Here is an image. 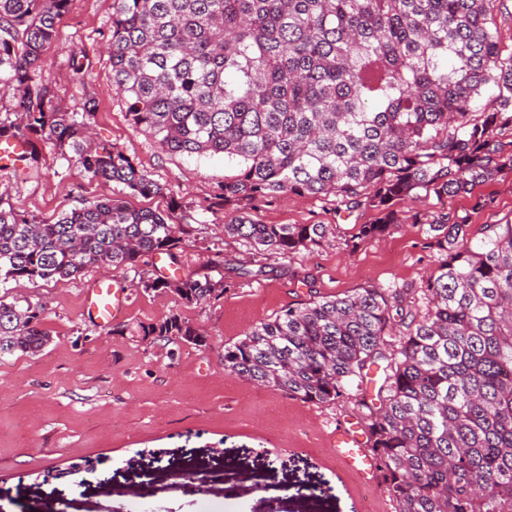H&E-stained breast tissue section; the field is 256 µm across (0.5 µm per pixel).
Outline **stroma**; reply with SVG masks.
Here are the masks:
<instances>
[{"instance_id":"stroma-1","label":"stroma","mask_w":512,"mask_h":512,"mask_svg":"<svg viewBox=\"0 0 512 512\" xmlns=\"http://www.w3.org/2000/svg\"><path fill=\"white\" fill-rule=\"evenodd\" d=\"M112 0H69L57 18V38L43 56L58 102L82 110L95 101L91 147L115 146L163 197L130 198L133 206L163 210L182 204L172 255L142 257L117 272L85 269L78 277L10 282L6 295L42 308L50 336L41 353L0 357V512H198L202 500L253 512L275 498L281 512H395L383 484H364L330 447L339 426L364 424L358 401L318 405L253 384L224 371V346L282 308L310 295L330 297L357 289L418 287L441 253L428 232L443 213L467 217L473 231L512 222V175L476 187L465 197L398 203L401 222L378 239L361 241L357 227L371 209L346 213L335 197L288 195L251 209L262 224H323L325 238L288 259L274 275H237L240 265L266 263L222 224L231 206L221 188L232 169L220 156L163 152L132 128L112 91L106 52ZM84 64L76 85L68 59ZM0 191L25 216L54 218L83 203L128 198L123 184L89 179L46 144L39 168L0 170ZM491 199L479 209L476 198ZM229 282L220 297L187 303L172 292L145 290L161 272ZM111 279L130 297L128 309L105 326L83 309L84 293ZM179 315L207 334L205 346L144 335L145 327Z\"/></svg>"}]
</instances>
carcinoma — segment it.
Masks as SVG:
<instances>
[{"label": "carcinoma", "instance_id": "carcinoma-1", "mask_svg": "<svg viewBox=\"0 0 512 512\" xmlns=\"http://www.w3.org/2000/svg\"><path fill=\"white\" fill-rule=\"evenodd\" d=\"M69 0H0V91L15 123L0 138L69 148L90 179L132 195L164 188L117 148H88L94 105L63 108L42 52ZM496 0H112V88L134 129L174 155H222L224 204L335 196L376 213L357 238L400 222L396 204L422 194H472L512 173L498 131L512 128V51L494 26ZM490 90L496 107L479 111ZM168 210L124 199L88 202L51 222L0 195V284L57 280L90 266L114 271L179 243ZM224 234L285 259L320 241L324 224H260L240 213ZM442 254L417 292L366 287L281 310L224 345V372L314 404L379 374L365 434L395 512H512V223L431 224ZM144 287L192 303L226 290L210 278H149ZM43 310L0 296V357L48 341ZM145 335L207 336L174 315ZM396 336L393 341L389 336Z\"/></svg>", "mask_w": 512, "mask_h": 512}]
</instances>
